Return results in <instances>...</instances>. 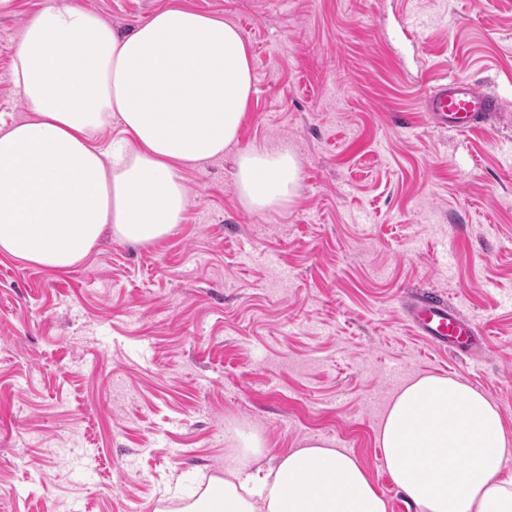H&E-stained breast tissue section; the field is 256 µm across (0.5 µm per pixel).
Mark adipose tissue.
<instances>
[{
	"instance_id": "1",
	"label": "adipose tissue",
	"mask_w": 512,
	"mask_h": 512,
	"mask_svg": "<svg viewBox=\"0 0 512 512\" xmlns=\"http://www.w3.org/2000/svg\"><path fill=\"white\" fill-rule=\"evenodd\" d=\"M14 84L32 118L0 123V252L55 270L103 234L152 243L180 224L183 168L233 145L253 88L248 47L223 20L173 5L128 33L68 5L25 27ZM123 136L107 150L94 134ZM300 179L285 150L239 153L236 188L253 211L284 206ZM376 442L418 512H512V430L479 390L427 374L389 404ZM244 433L223 479L181 512H388L360 460L325 439L267 457Z\"/></svg>"
}]
</instances>
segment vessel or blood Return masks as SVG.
<instances>
[{
  "mask_svg": "<svg viewBox=\"0 0 512 512\" xmlns=\"http://www.w3.org/2000/svg\"><path fill=\"white\" fill-rule=\"evenodd\" d=\"M431 119L442 126L466 133L480 127L502 106L494 96L460 79L443 83L423 102ZM405 309L424 336L436 345L465 351L476 340L473 330L442 299L424 293L408 298Z\"/></svg>",
  "mask_w": 512,
  "mask_h": 512,
  "instance_id": "b4317fda",
  "label": "vessel or blood"
}]
</instances>
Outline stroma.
<instances>
[{"mask_svg":"<svg viewBox=\"0 0 512 512\" xmlns=\"http://www.w3.org/2000/svg\"><path fill=\"white\" fill-rule=\"evenodd\" d=\"M65 2L121 33L175 3L222 19L264 92L235 150L183 170L168 237L107 236L65 270L0 253V512H177L223 477L238 428L274 454L335 441L388 512H416L375 440L407 379H459L512 427V0ZM47 3L0 0V122L31 114L13 65ZM451 79L503 112L435 127L422 102ZM251 147L296 155L287 205L241 203ZM415 291L483 332L481 352L418 336Z\"/></svg>","mask_w":512,"mask_h":512,"instance_id":"obj_1","label":"stroma"}]
</instances>
